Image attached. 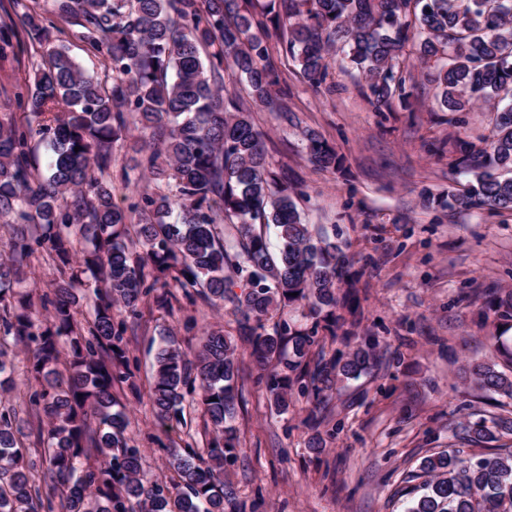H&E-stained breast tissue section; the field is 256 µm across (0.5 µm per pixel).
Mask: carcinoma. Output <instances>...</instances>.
Listing matches in <instances>:
<instances>
[{
    "instance_id": "cac0c4a2",
    "label": "carcinoma",
    "mask_w": 512,
    "mask_h": 512,
    "mask_svg": "<svg viewBox=\"0 0 512 512\" xmlns=\"http://www.w3.org/2000/svg\"><path fill=\"white\" fill-rule=\"evenodd\" d=\"M65 33L104 57L111 74L87 72ZM274 36L312 87L332 76L336 58L340 70H358L378 110L409 96L417 67L434 73L442 109L492 105L493 138L477 151L461 145L454 161L464 189L432 202L512 211V177L500 175L512 170V0H8L0 59L25 57L31 70L17 93L25 120L0 115V217L25 225L0 260V390L15 388L5 376L7 338L35 345L30 374L45 385L30 402L47 419L40 455L63 512H240L224 481V462L239 445L236 338L216 327L190 355L169 341L158 349L148 394L156 419L186 424V403L197 396L209 439L201 451L166 448L177 480L148 485L113 393L116 381L135 388L127 327L112 318L118 304L135 317L161 287L180 289L191 305H230L248 355L269 370L271 409L288 413L295 392L311 404L314 450L332 393L380 365L372 334L327 355L337 331L347 339L360 324L350 260L305 222L286 177L267 161L250 108L224 86L226 77L244 84L254 103L288 122V87L268 62ZM133 129L150 138L131 145L122 178L149 175L169 191L122 208L112 194L114 147ZM303 141L314 166L341 165L318 134L306 131ZM41 145L50 153L44 172ZM270 226L274 245L262 231ZM42 251L65 278L44 318L21 291ZM75 288L93 302L85 325ZM286 309L297 316L267 331ZM469 373L480 391L512 400V375L481 362ZM15 417L0 403V512H52L35 462L15 439ZM504 436L512 437V416L462 423L448 450L421 462L424 494L405 512H512V443L489 456L466 451Z\"/></svg>"
}]
</instances>
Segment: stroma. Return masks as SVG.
Listing matches in <instances>:
<instances>
[{
    "label": "stroma",
    "instance_id": "35a3bbf8",
    "mask_svg": "<svg viewBox=\"0 0 512 512\" xmlns=\"http://www.w3.org/2000/svg\"><path fill=\"white\" fill-rule=\"evenodd\" d=\"M269 60L288 87L294 113L279 124L265 108L251 112L274 171L287 173L297 205L308 223L345 245L350 271L367 293L361 298L362 329L375 334L386 364L375 375L351 382L333 400L332 420L340 431L320 452L309 451L307 403L295 396L288 414L276 415L260 382L261 369L241 366L235 426L239 450L224 472L244 512H404L420 496L419 465L447 449L452 429L472 413H512L477 390L471 362L499 361L487 340L498 332L512 338V318L481 323L489 296L512 290V212L442 209L426 200L459 177L451 168L456 144H480L489 135L487 108L441 111L434 81L417 76L409 101L393 100L376 110L363 95L357 72L335 73L333 88H313L300 78L281 41L270 40ZM322 135L342 158L336 170H320L308 160L303 131ZM125 321L129 357L139 393L115 385L127 406V433L146 457L145 482H167L164 447L206 445L204 412L186 409L187 426L162 428L147 389L157 345L165 339L192 351L204 328L236 324L224 307L202 302L141 304L137 317L112 310ZM194 320L186 330V320ZM32 352L19 353L7 374L19 404L17 436L29 451L39 446L37 413L31 410Z\"/></svg>",
    "mask_w": 512,
    "mask_h": 512
}]
</instances>
